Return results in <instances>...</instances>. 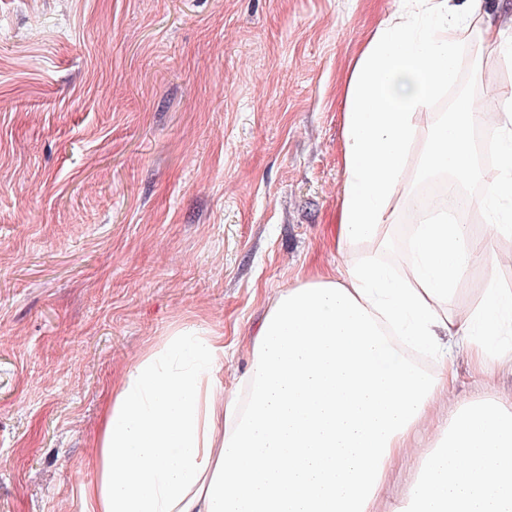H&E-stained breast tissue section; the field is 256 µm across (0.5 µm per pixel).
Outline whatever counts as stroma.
Here are the masks:
<instances>
[{"label": "stroma", "mask_w": 512, "mask_h": 512, "mask_svg": "<svg viewBox=\"0 0 512 512\" xmlns=\"http://www.w3.org/2000/svg\"><path fill=\"white\" fill-rule=\"evenodd\" d=\"M397 6L0 0V512H75L113 383L173 329L236 342V391L270 300L336 266L342 88Z\"/></svg>", "instance_id": "35a3bbf8"}]
</instances>
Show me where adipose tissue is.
Masks as SVG:
<instances>
[{"label": "adipose tissue", "instance_id": "1", "mask_svg": "<svg viewBox=\"0 0 512 512\" xmlns=\"http://www.w3.org/2000/svg\"><path fill=\"white\" fill-rule=\"evenodd\" d=\"M512 6L399 0L351 61L330 272L279 292L251 337L240 393L219 380L223 335L191 326L145 351L112 389L83 466L79 512H376L394 466L419 463L396 512H512V404H449L453 361L512 373V87L457 95L464 44L512 55ZM478 183L485 220L426 219L391 241L413 177ZM480 299L460 305L474 267ZM448 404L447 416L437 409Z\"/></svg>", "mask_w": 512, "mask_h": 512}]
</instances>
